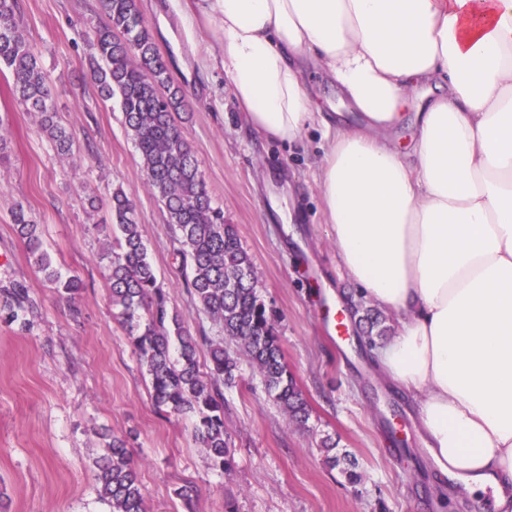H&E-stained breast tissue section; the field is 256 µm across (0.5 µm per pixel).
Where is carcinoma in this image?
Instances as JSON below:
<instances>
[{
  "mask_svg": "<svg viewBox=\"0 0 512 512\" xmlns=\"http://www.w3.org/2000/svg\"><path fill=\"white\" fill-rule=\"evenodd\" d=\"M104 6L108 22L94 34L99 62L93 78L102 100L118 98L147 184L162 202L182 262L190 269L186 287L218 328L219 338L202 337L209 346L208 372L200 370L196 338L157 283L134 204L120 189L112 192L110 209L112 225L121 235L103 255L112 305L120 308L128 340L149 376L154 406L168 417L190 421L212 468L225 472L234 466V455L225 437L220 386L235 380L239 358L258 371L268 395L292 422L306 425L310 410L284 363L252 259L234 227L224 223L223 212L213 207L200 163L176 123L184 94L143 25L137 0H104ZM19 12V0H0V68L10 71L14 97L27 111L39 114L41 129L56 150L69 154L72 136L55 120L48 77L20 29ZM12 220L34 264L55 288L74 299L83 282L76 276L63 280L51 268L39 225L21 206ZM31 307L20 285L0 292V317L7 322L20 320ZM382 322L376 310H362L358 323L365 345L372 347L385 335ZM226 338L237 344L236 355L224 349ZM335 449V443L322 441L326 463L341 468L348 482L356 484V462ZM94 466L98 495L109 512H146L125 439L112 437Z\"/></svg>",
  "mask_w": 512,
  "mask_h": 512,
  "instance_id": "1",
  "label": "carcinoma"
}]
</instances>
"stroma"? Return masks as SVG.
I'll use <instances>...</instances> for the list:
<instances>
[{
  "mask_svg": "<svg viewBox=\"0 0 512 512\" xmlns=\"http://www.w3.org/2000/svg\"><path fill=\"white\" fill-rule=\"evenodd\" d=\"M138 9L186 93L183 135L201 163L214 207L251 257L289 371L308 402L306 425L290 424L259 374L240 363L224 385L229 472L214 470L188 421L154 408L150 381L112 305L97 230L111 221L114 190L133 200L159 284L193 336L216 328L185 288L166 211L145 184L118 100L101 102L92 78L93 32L107 22L102 0H20V22L48 74L59 123L74 139L59 154L37 113L15 100L0 72V289L20 284L36 307L29 330L0 320V512H109L98 498L93 460L110 436L126 438L147 512H443L448 480L432 465L417 429V404L387 382L355 336L328 331L324 300L343 313L367 307L339 263L322 213L317 163L324 139L309 129L282 145L251 129L223 70L202 66L212 39L193 0H137ZM40 225L54 268L80 277L76 302L44 278L12 222L17 207ZM80 316H73V308ZM330 437L358 463L349 484L320 449ZM194 484L184 502L176 491Z\"/></svg>",
  "mask_w": 512,
  "mask_h": 512,
  "instance_id": "1",
  "label": "stroma"
}]
</instances>
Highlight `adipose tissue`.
Here are the masks:
<instances>
[{"instance_id": "ef3b65f1", "label": "adipose tissue", "mask_w": 512, "mask_h": 512, "mask_svg": "<svg viewBox=\"0 0 512 512\" xmlns=\"http://www.w3.org/2000/svg\"><path fill=\"white\" fill-rule=\"evenodd\" d=\"M253 130L321 128L349 280L401 319L373 354L434 465L512 512V0H194ZM324 71L349 113L317 112Z\"/></svg>"}]
</instances>
